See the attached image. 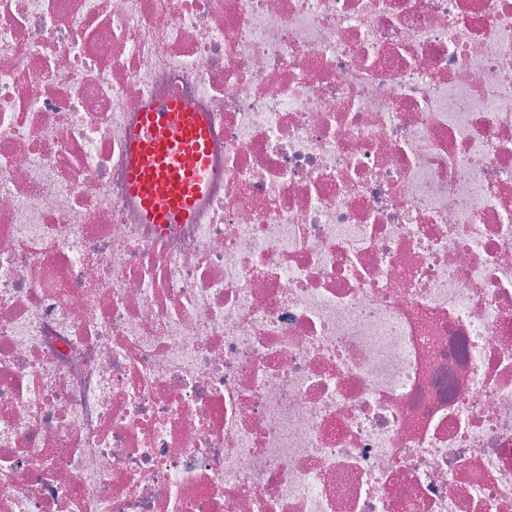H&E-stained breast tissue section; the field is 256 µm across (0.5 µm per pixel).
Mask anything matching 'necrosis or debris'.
<instances>
[{
  "mask_svg": "<svg viewBox=\"0 0 512 512\" xmlns=\"http://www.w3.org/2000/svg\"><path fill=\"white\" fill-rule=\"evenodd\" d=\"M0 512H512V0H0ZM209 123L180 100L149 107L128 146V183L149 224H181L209 190Z\"/></svg>",
  "mask_w": 512,
  "mask_h": 512,
  "instance_id": "4bbe7bcc",
  "label": "necrosis or debris"
}]
</instances>
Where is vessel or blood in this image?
Returning a JSON list of instances; mask_svg holds the SVG:
<instances>
[{"label":"vessel or blood","mask_w":512,"mask_h":512,"mask_svg":"<svg viewBox=\"0 0 512 512\" xmlns=\"http://www.w3.org/2000/svg\"><path fill=\"white\" fill-rule=\"evenodd\" d=\"M209 123L180 100L147 108L128 146V183L151 224L191 219L209 190Z\"/></svg>","instance_id":"b4317fda"}]
</instances>
